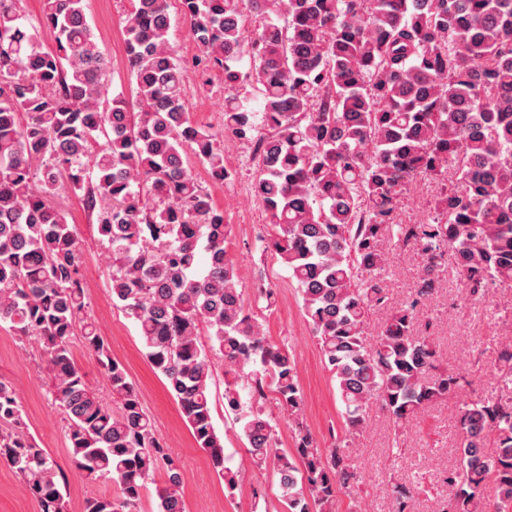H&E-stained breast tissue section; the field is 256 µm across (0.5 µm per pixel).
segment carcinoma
Masks as SVG:
<instances>
[{
  "label": "carcinoma",
  "instance_id": "carcinoma-1",
  "mask_svg": "<svg viewBox=\"0 0 512 512\" xmlns=\"http://www.w3.org/2000/svg\"><path fill=\"white\" fill-rule=\"evenodd\" d=\"M86 0H42L32 22L0 0V323L37 344L67 421L69 455L88 481L118 494L84 512H137L160 467L158 512H185L181 472L157 436L125 367L86 313L80 246L62 194L96 213L112 299L137 326L197 446L227 489L224 442L212 414L214 370L247 442L273 463L284 512H336L362 474L343 447L323 449L303 424L294 354L264 335L227 254L224 212L192 172L228 178L215 135L193 125L184 73L169 44L168 0H130L123 37L135 98L108 96V60ZM257 25L245 34L243 3ZM192 20L202 72L224 77V131L256 138L253 195L270 214V247L297 284L351 435L378 402L401 427L425 406L458 396L466 372L437 355L420 309L453 264L465 299L491 306L512 285V0H179ZM254 66L243 70L244 57ZM256 84L259 109L240 94ZM103 142H98V139ZM438 190L425 222L397 224L420 180ZM410 246L427 273L388 308L381 242ZM387 310L375 343L373 312ZM80 339L112 402L74 358ZM494 386L457 405L460 444L440 512H512V340L499 343ZM275 393L295 434L277 452ZM13 388L0 382V462L41 512H69L66 477L28 432ZM420 488L391 484L388 512H414Z\"/></svg>",
  "mask_w": 512,
  "mask_h": 512
}]
</instances>
